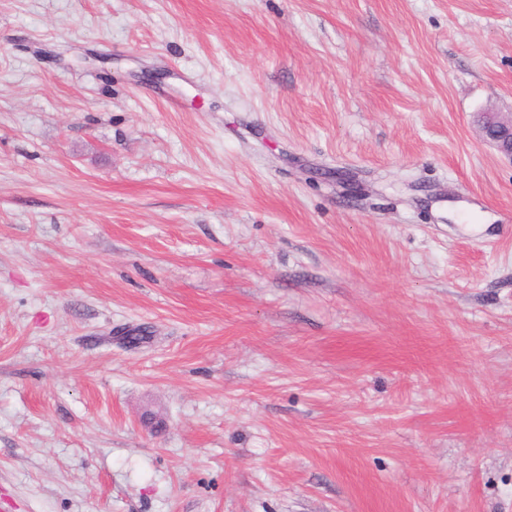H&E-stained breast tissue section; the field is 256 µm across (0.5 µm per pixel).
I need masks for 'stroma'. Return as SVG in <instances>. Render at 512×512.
Here are the masks:
<instances>
[{"instance_id":"stroma-1","label":"stroma","mask_w":512,"mask_h":512,"mask_svg":"<svg viewBox=\"0 0 512 512\" xmlns=\"http://www.w3.org/2000/svg\"><path fill=\"white\" fill-rule=\"evenodd\" d=\"M512 0H0V512H512ZM479 121L485 142L512 160V113L484 112Z\"/></svg>"}]
</instances>
